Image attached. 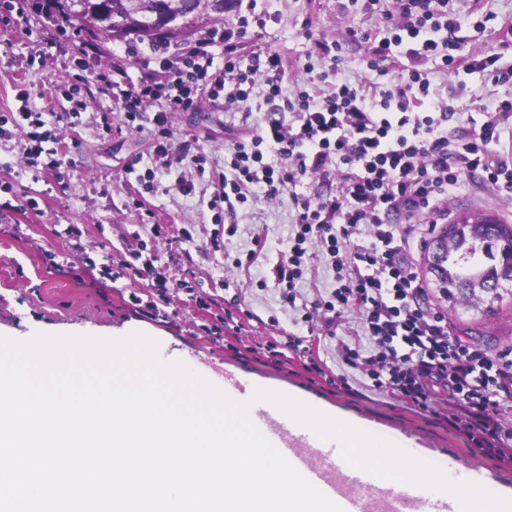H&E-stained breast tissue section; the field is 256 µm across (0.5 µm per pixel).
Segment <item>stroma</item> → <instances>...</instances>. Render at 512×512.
Masks as SVG:
<instances>
[{"mask_svg": "<svg viewBox=\"0 0 512 512\" xmlns=\"http://www.w3.org/2000/svg\"><path fill=\"white\" fill-rule=\"evenodd\" d=\"M345 0H261L268 14L241 49L249 58L258 48L279 52L291 64L289 83H309L305 25L321 33L362 25L361 15L344 9ZM458 37L465 50H497L512 61V0H462ZM490 14L485 30H476V13ZM100 51L76 68L68 42L50 31L41 13L24 26L7 21L0 8V204L17 212L0 219V336L26 340L35 333L122 337L138 331L160 343L163 359L182 361L212 384L224 383L225 371L250 379L255 387L299 398L315 408L341 413L363 429L416 448L422 459H450L501 496L512 497V458L486 456L452 427L428 413L415 412L396 400L360 387L345 389L335 338L314 324L310 342L318 350L296 352L286 341L293 326L280 301L272 267L288 246L295 220L289 195L262 197L240 207L238 232L226 248H210L216 230L208 203L213 188L184 159V145L223 165L241 122V107L200 97L195 107L170 117V165L153 160L150 129H128L123 110L111 94L101 92L93 75L123 57L126 42L99 38ZM465 83L453 97L459 112L512 99V85L480 75L434 73L432 89L447 96L449 87ZM26 94L34 111L43 113L56 141L61 164L33 171L23 154L27 125L9 119L16 94ZM88 101L71 114L70 97ZM191 182L183 191L182 182ZM463 210L491 211L512 223V205L495 189L467 180L448 200L443 223ZM166 224L192 235L179 251L154 236L150 227ZM267 230L264 258L250 270L235 268V257L252 246L255 226ZM425 245L414 249L416 273L425 300L448 318L453 336L496 352L512 346V296L494 311L466 303L451 304L436 291L426 270ZM154 259L167 280L165 296L150 281L133 278L128 264ZM107 261L110 277H100L92 262ZM242 299L253 316L239 333L220 321L234 299ZM278 341L275 352L265 349Z\"/></svg>", "mask_w": 512, "mask_h": 512, "instance_id": "1", "label": "stroma"}]
</instances>
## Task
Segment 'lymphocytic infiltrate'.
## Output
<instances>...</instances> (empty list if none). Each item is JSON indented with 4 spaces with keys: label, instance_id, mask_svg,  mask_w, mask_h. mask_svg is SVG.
<instances>
[{
    "label": "lymphocytic infiltrate",
    "instance_id": "f902f5d3",
    "mask_svg": "<svg viewBox=\"0 0 512 512\" xmlns=\"http://www.w3.org/2000/svg\"><path fill=\"white\" fill-rule=\"evenodd\" d=\"M383 2L362 0L373 27L308 33L311 55L326 64L317 75L323 90L315 97L304 86H289L288 61L278 52L255 53L250 67L241 68L249 30L264 21L257 0H248L235 25L213 26L188 47L174 50L160 40L130 49L137 75H129L121 60L96 73L95 81L120 101L127 127L152 121L154 154L164 166L171 113L189 110L203 93L231 105L247 101L263 82L265 124L245 130L236 142L211 207L232 218L255 192L271 200L292 192L296 218L272 275L294 325L318 320L332 335L356 313V336L337 345L356 380L428 413L447 397L456 408L448 423L464 425L475 446L501 458V421L512 414V347L491 355L451 336L447 317L420 301L424 290L411 242L422 236L426 217L445 214L449 196L470 177L512 199V161L498 152L512 135V99L477 121L432 95L427 66L512 84V63L492 51H464L455 36L456 0H391L388 9ZM5 8L20 19L40 10L70 43L76 63L98 52L93 38L49 5L6 0ZM352 41L363 46L368 70L356 82L339 71ZM161 70L169 72L167 81H158ZM156 102L162 111L146 118L145 106ZM269 150L278 163L265 162ZM331 176L340 183L336 193L295 192L304 180ZM393 214L407 218V225L389 223ZM318 253L336 286L307 304L298 284Z\"/></svg>",
    "mask_w": 512,
    "mask_h": 512
}]
</instances>
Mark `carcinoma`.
I'll return each instance as SVG.
<instances>
[{
	"label": "carcinoma",
	"instance_id": "1",
	"mask_svg": "<svg viewBox=\"0 0 512 512\" xmlns=\"http://www.w3.org/2000/svg\"><path fill=\"white\" fill-rule=\"evenodd\" d=\"M58 5L69 19L79 22L95 35L104 34L112 39H123L135 34L142 39L167 38L178 33L175 27H166L150 21L149 15L164 12L177 16L178 0H146V11L140 12L138 0H49ZM448 244L447 255L434 270V284H441L439 292L444 298L454 288L470 284L476 289L479 303L489 304L504 300L503 294L485 291L512 277V225L492 213L463 212L440 232Z\"/></svg>",
	"mask_w": 512,
	"mask_h": 512
}]
</instances>
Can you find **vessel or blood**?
<instances>
[{"label":"vessel or blood","mask_w":512,"mask_h":512,"mask_svg":"<svg viewBox=\"0 0 512 512\" xmlns=\"http://www.w3.org/2000/svg\"><path fill=\"white\" fill-rule=\"evenodd\" d=\"M224 391L234 400L250 402L252 423L316 487L327 486L331 474L353 487V494L343 504L344 512H372V494L381 487L388 494L387 512H447L448 502L438 492L392 480L384 482L351 467L342 458L336 441L318 438L269 402L253 401L254 388L249 381L225 375Z\"/></svg>","instance_id":"1"}]
</instances>
